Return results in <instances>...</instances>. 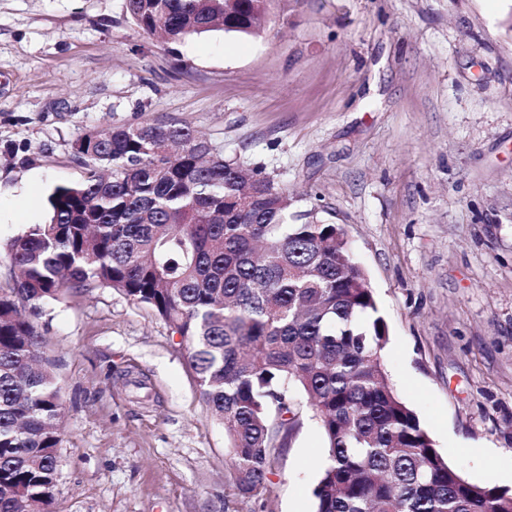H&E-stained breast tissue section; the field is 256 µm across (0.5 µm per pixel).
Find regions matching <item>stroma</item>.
<instances>
[{"mask_svg":"<svg viewBox=\"0 0 512 512\" xmlns=\"http://www.w3.org/2000/svg\"><path fill=\"white\" fill-rule=\"evenodd\" d=\"M176 120L344 229L389 326V383L470 481L512 490V0H273L180 43L126 0H0V247L79 180L85 132ZM37 322L64 417L46 512H313L311 412L265 489L149 306L68 290Z\"/></svg>","mask_w":512,"mask_h":512,"instance_id":"1","label":"stroma"}]
</instances>
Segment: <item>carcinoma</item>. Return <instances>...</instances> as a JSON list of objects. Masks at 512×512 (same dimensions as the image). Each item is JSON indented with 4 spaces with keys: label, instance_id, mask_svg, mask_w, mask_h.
I'll use <instances>...</instances> for the list:
<instances>
[{
    "label": "carcinoma",
    "instance_id": "cac0c4a2",
    "mask_svg": "<svg viewBox=\"0 0 512 512\" xmlns=\"http://www.w3.org/2000/svg\"><path fill=\"white\" fill-rule=\"evenodd\" d=\"M272 0H127L168 41L251 35ZM83 176L56 186L49 218L6 243L0 291V512L47 504L62 403L36 318L71 288H111L180 338L200 396L224 425L237 494L266 487L274 451L317 420L326 448L314 512H512V491L468 480L390 386L389 327L338 224L288 222V191L247 175L177 123L89 131Z\"/></svg>",
    "mask_w": 512,
    "mask_h": 512
}]
</instances>
